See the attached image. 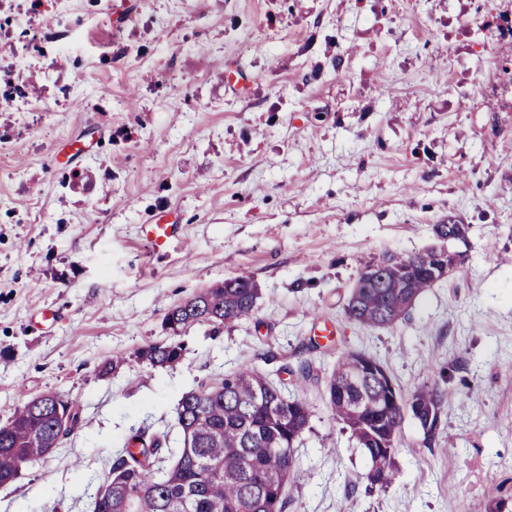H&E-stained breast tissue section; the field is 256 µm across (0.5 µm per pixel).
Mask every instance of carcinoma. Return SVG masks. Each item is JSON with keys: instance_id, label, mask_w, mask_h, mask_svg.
Wrapping results in <instances>:
<instances>
[{"instance_id": "carcinoma-1", "label": "carcinoma", "mask_w": 512, "mask_h": 512, "mask_svg": "<svg viewBox=\"0 0 512 512\" xmlns=\"http://www.w3.org/2000/svg\"><path fill=\"white\" fill-rule=\"evenodd\" d=\"M464 261L447 250L408 257L391 255L366 266L350 295L347 317L367 328L398 322L416 298L437 283L438 270ZM258 288L247 277L225 280L172 307L164 316L169 339L137 349L152 366H172L185 352L176 337L197 325L220 329L250 319ZM374 371L358 372L355 353L341 356L326 380L332 415L365 450L370 470L392 480L393 456L404 418L396 396ZM444 391L421 386L409 396L424 431L434 430ZM313 411L263 374L244 367L219 385L182 395L177 421L180 448L168 433L133 427L112 457L108 476L93 494L94 512H285V483L295 448ZM79 421L77 401L47 391L15 408L0 424V481L48 459L61 447L62 419Z\"/></svg>"}]
</instances>
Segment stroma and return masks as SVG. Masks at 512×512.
<instances>
[{"label": "stroma", "instance_id": "obj_1", "mask_svg": "<svg viewBox=\"0 0 512 512\" xmlns=\"http://www.w3.org/2000/svg\"><path fill=\"white\" fill-rule=\"evenodd\" d=\"M506 19L512 0H62L33 18L0 54L47 104L0 107V423L51 389L81 410L0 485V512H93L132 425L179 447L182 394L243 365L314 408L285 512H512ZM40 41L68 51L46 66ZM171 213L153 249L142 228ZM439 224L466 226L465 263L392 326L348 319L363 269L427 252ZM238 276L259 288L252 321L192 328L172 366L133 359L170 308ZM352 351L401 395L448 392L433 436L405 415L387 486L327 409Z\"/></svg>", "mask_w": 512, "mask_h": 512}]
</instances>
